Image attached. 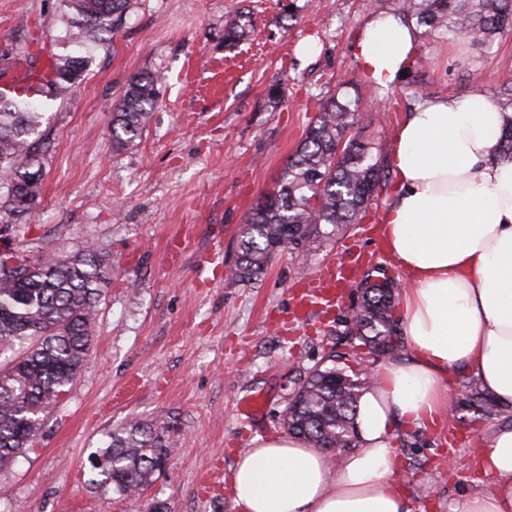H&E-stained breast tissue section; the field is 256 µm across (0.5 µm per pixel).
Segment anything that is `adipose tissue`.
Segmentation results:
<instances>
[{
  "instance_id": "adipose-tissue-1",
  "label": "adipose tissue",
  "mask_w": 512,
  "mask_h": 512,
  "mask_svg": "<svg viewBox=\"0 0 512 512\" xmlns=\"http://www.w3.org/2000/svg\"><path fill=\"white\" fill-rule=\"evenodd\" d=\"M419 41L403 16L379 13L355 57L388 86ZM511 126L512 112L480 92L430 97L406 113L392 138L395 191L381 237L411 279L400 299L411 355L362 395L359 451L336 459L294 436L256 439L233 470L239 512H412L395 476V430H425L449 414V370L512 408V161L501 156ZM477 465L488 487L463 494L452 512H512V426L492 433Z\"/></svg>"
}]
</instances>
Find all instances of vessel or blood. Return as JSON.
I'll list each match as a JSON object with an SVG mask.
<instances>
[{"instance_id": "vessel-or-blood-1", "label": "vessel or blood", "mask_w": 512, "mask_h": 512, "mask_svg": "<svg viewBox=\"0 0 512 512\" xmlns=\"http://www.w3.org/2000/svg\"><path fill=\"white\" fill-rule=\"evenodd\" d=\"M356 272L348 263L329 264L311 281L308 287L292 293L293 314L298 321H306L314 311L332 313L343 298L346 287Z\"/></svg>"}]
</instances>
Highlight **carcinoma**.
I'll use <instances>...</instances> for the list:
<instances>
[{"label": "carcinoma", "instance_id": "carcinoma-1", "mask_svg": "<svg viewBox=\"0 0 512 512\" xmlns=\"http://www.w3.org/2000/svg\"><path fill=\"white\" fill-rule=\"evenodd\" d=\"M62 43L82 44L116 29L127 0H67ZM399 13L414 15L431 31L467 36L483 45L512 31V0H401ZM87 65L66 55L50 64L55 95L66 97ZM159 77L134 75L112 109V142L117 148L144 128L158 99ZM367 105L360 99L320 104L305 137L282 169L275 191L250 211L240 229L232 270L238 282L258 280L270 262L287 250L307 259L311 246L332 226L331 235L366 217L371 201L389 178L371 143L351 135ZM42 114L20 95L0 93V173L8 178L0 211L21 218L36 206L42 180L37 148ZM108 263L94 246L66 256L31 262L16 251L0 253V351L24 341L30 345L0 366V469L13 466L33 443L43 414L58 404L86 364L93 343L96 304L108 284ZM352 309L351 339L368 354L394 358L401 348L395 295L399 285L374 268L362 283ZM301 381L282 413L287 431L314 448L332 451L359 446L355 420L369 375L347 374L345 356L329 354ZM458 410L491 418L499 406L477 387ZM174 440L167 430L139 420L105 433L90 454L98 483L131 496L161 472Z\"/></svg>", "mask_w": 512, "mask_h": 512}]
</instances>
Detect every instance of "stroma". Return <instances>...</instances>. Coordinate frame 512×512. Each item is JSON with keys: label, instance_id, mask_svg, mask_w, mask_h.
I'll list each match as a JSON object with an SVG mask.
<instances>
[{"label": "stroma", "instance_id": "35a3bbf8", "mask_svg": "<svg viewBox=\"0 0 512 512\" xmlns=\"http://www.w3.org/2000/svg\"><path fill=\"white\" fill-rule=\"evenodd\" d=\"M400 0H130L121 26L83 46L60 44L66 0H0V90L71 54L87 67L73 92L40 86L43 170L24 220L0 213L6 240L29 257L92 245L110 264L95 337L82 371L51 409L32 446L0 471V512H237L230 477L255 437L284 436L281 413L294 387L334 348L349 351L348 289L334 321L294 322L291 290L342 259L356 241L389 278L407 274L380 252L392 194L369 216L322 240L307 261L278 254L260 280H232L239 230L275 189L319 102L371 97L353 46L368 17ZM239 37L225 38L229 24ZM161 74L143 131L118 148L112 106L128 79ZM512 86V34L479 45L422 33L405 75L384 94L391 111L367 112L352 130L388 157L412 95ZM265 405L241 415L238 398ZM169 427L177 442L162 473L122 497L95 484L88 456L105 432L130 419ZM497 416H446L428 430L395 431L397 473L412 512H450L471 486L475 460Z\"/></svg>", "mask_w": 512, "mask_h": 512}]
</instances>
